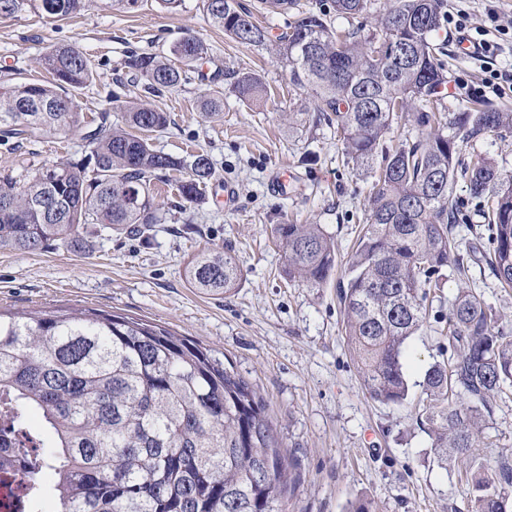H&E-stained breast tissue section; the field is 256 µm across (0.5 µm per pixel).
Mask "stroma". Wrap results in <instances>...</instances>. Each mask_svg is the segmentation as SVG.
<instances>
[{
  "instance_id": "obj_1",
  "label": "stroma",
  "mask_w": 512,
  "mask_h": 512,
  "mask_svg": "<svg viewBox=\"0 0 512 512\" xmlns=\"http://www.w3.org/2000/svg\"><path fill=\"white\" fill-rule=\"evenodd\" d=\"M448 13L465 16L467 34L491 46L468 57L453 26L440 31L454 87L445 98L449 111L475 105L512 110V84L496 92L485 84L490 75L512 74V0H448ZM188 35L205 42L206 58L187 67L177 91L160 98L146 93L128 57L147 52L170 58L173 45ZM58 44L77 46L94 65L93 84L77 96L85 116L108 107L113 122H120L128 100L160 108L170 122L150 133L154 147L175 156L207 153L216 177L192 204L174 181L156 179L154 194L166 219L144 235L92 224V247L85 253L62 246L32 254L0 251V308L114 312L162 325L232 365L261 396L284 454L296 464L288 512H349L362 497L374 500L380 512H469L460 463L438 464L417 423L424 372L448 355L441 320L458 283L447 276L410 340L408 398L371 400L342 336L335 284L362 226L370 179L347 166L334 128L290 132V107L312 110L311 96L289 93L288 74L275 59L211 26L202 0H184L173 13L158 0H143L132 13L113 10L111 0H94L89 10L65 20L33 9L2 19L0 83L45 79L37 61ZM218 69L259 73L265 100L252 105L226 93L220 117L205 118L204 94L226 86L207 80ZM87 153L80 130L0 141V176L21 179ZM277 224L323 225L336 242L333 281L309 288L286 278L283 251L273 238ZM226 246L243 269L236 292L210 296L192 288L184 273L188 258ZM485 436L486 459L512 450V398L499 401Z\"/></svg>"
}]
</instances>
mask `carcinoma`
<instances>
[{"label": "carcinoma", "mask_w": 512, "mask_h": 512, "mask_svg": "<svg viewBox=\"0 0 512 512\" xmlns=\"http://www.w3.org/2000/svg\"><path fill=\"white\" fill-rule=\"evenodd\" d=\"M43 2L0 0V19L31 6L50 18H71L93 0H50L49 12ZM262 3L270 12L293 13L281 33L271 35L242 0H204V9L212 26L269 52L291 87L310 93L315 115L291 112L289 128H336L347 161L372 178L365 223L336 283L342 335L369 398L401 402L409 393L407 341L423 325L445 270L465 278L480 262L501 287L512 288V172L481 154L462 170L470 195L487 206L488 251L474 228L467 239L454 234L452 193L462 147L490 132H511L512 111L446 110L443 43L435 41L448 22L446 0H393L381 27L366 34L335 28L325 14L300 10L297 0ZM369 7L370 0H332L342 18ZM381 45L403 47L406 55L377 60ZM172 53L188 65L206 48L186 36ZM39 65L49 80L0 87V128L22 136L85 127L89 154L41 167L22 182L0 177V198L15 200L12 208L0 206V251L64 246L82 253L90 224L143 234L165 220L153 197L161 173H184L179 195L198 200L215 175L208 154L175 157L142 136L165 129L167 113L129 102L120 124L107 110L87 122L75 93L93 81L90 61L66 44ZM128 67L156 97L185 81L182 70L150 53L131 56ZM228 92L257 103L265 85L254 72H236ZM223 106L217 91L205 96L202 109L215 117ZM402 120L415 134L385 146ZM273 233L288 279L324 287L335 268L333 237L319 224H276ZM185 275L206 295H230L243 279L230 248L201 250ZM501 320L475 289H458L446 322L448 358L431 364L422 382L421 424L440 464L466 462L461 478L471 512H512V454L491 466L476 453L497 399L512 393V334ZM0 402L19 425L36 415L52 439L24 470L35 491L53 495V512H286L285 495L295 491L292 462L256 389L197 343L157 324L96 309L0 310Z\"/></svg>", "instance_id": "carcinoma-1"}]
</instances>
